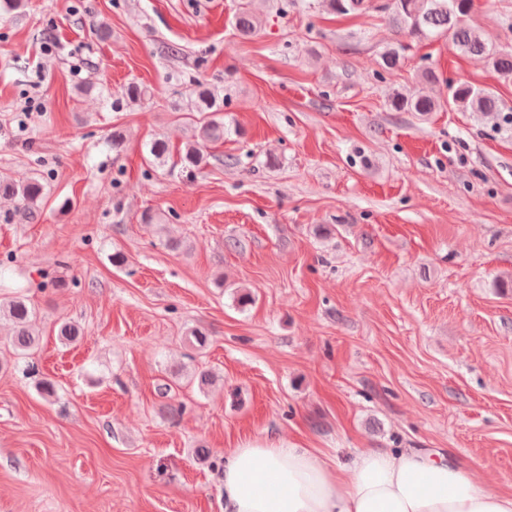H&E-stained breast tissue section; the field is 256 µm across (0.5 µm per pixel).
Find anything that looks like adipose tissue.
Segmentation results:
<instances>
[{"instance_id":"ef3b65f1","label":"adipose tissue","mask_w":512,"mask_h":512,"mask_svg":"<svg viewBox=\"0 0 512 512\" xmlns=\"http://www.w3.org/2000/svg\"><path fill=\"white\" fill-rule=\"evenodd\" d=\"M224 512H512V492L478 484L452 455L365 448L350 466L273 442L224 451Z\"/></svg>"}]
</instances>
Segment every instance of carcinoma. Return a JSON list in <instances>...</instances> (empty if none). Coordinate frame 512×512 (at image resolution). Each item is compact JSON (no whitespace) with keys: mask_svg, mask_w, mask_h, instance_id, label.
Wrapping results in <instances>:
<instances>
[{"mask_svg":"<svg viewBox=\"0 0 512 512\" xmlns=\"http://www.w3.org/2000/svg\"><path fill=\"white\" fill-rule=\"evenodd\" d=\"M331 11L340 14H363L364 0H326ZM473 0H391L389 21L400 33L417 39H443L453 50L483 58L502 83L512 82V48H505L471 26L467 17ZM258 18L246 7L240 8L234 17V27L242 36H250L257 30ZM403 45L389 46L380 55L381 65L395 69L402 63ZM439 83L436 72L427 68L422 71L416 85L403 91H395L390 103L397 111L414 112L426 117L432 112L448 109L453 112H477L492 115L501 112L496 91L476 88L467 83L448 85V95L441 97L434 92ZM183 112H222L224 100L206 83L199 82L190 94V100L181 108ZM224 140V122L214 119L194 128L190 139L180 151L184 168L195 170L208 163L207 145ZM46 197V184L36 176L17 182L8 176H0V198L16 201L14 217L19 223L34 222ZM7 318L14 326L12 346L23 355L36 347L39 334L35 329L36 310L30 300L15 296L0 301V317Z\"/></svg>","mask_w":512,"mask_h":512,"instance_id":"obj_1","label":"carcinoma"}]
</instances>
